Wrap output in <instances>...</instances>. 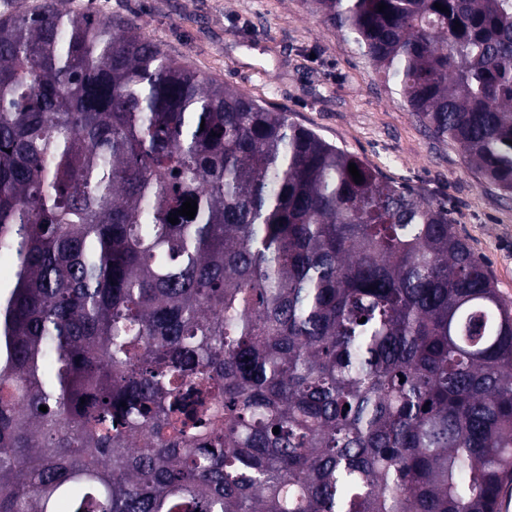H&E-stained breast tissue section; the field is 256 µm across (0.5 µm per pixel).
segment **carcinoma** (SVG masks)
Returning <instances> with one entry per match:
<instances>
[{"instance_id":"cac0c4a2","label":"carcinoma","mask_w":512,"mask_h":512,"mask_svg":"<svg viewBox=\"0 0 512 512\" xmlns=\"http://www.w3.org/2000/svg\"><path fill=\"white\" fill-rule=\"evenodd\" d=\"M305 2L512 195V0ZM0 258V512H496L512 304L446 205L138 19L0 13Z\"/></svg>"}]
</instances>
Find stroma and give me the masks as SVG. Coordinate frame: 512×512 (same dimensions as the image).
<instances>
[{
	"label": "stroma",
	"mask_w": 512,
	"mask_h": 512,
	"mask_svg": "<svg viewBox=\"0 0 512 512\" xmlns=\"http://www.w3.org/2000/svg\"><path fill=\"white\" fill-rule=\"evenodd\" d=\"M73 11L138 17L150 38L204 74L287 112L421 198L446 203L461 236L512 302V196L466 168L351 41L304 0H65Z\"/></svg>",
	"instance_id": "stroma-1"
}]
</instances>
